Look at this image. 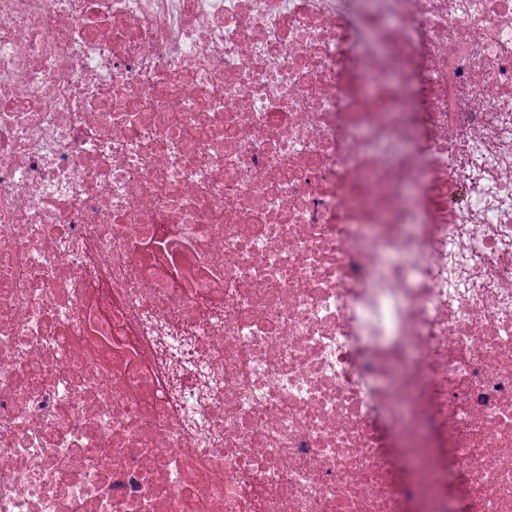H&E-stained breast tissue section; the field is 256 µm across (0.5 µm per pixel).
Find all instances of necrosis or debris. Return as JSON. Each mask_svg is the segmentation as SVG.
I'll return each instance as SVG.
<instances>
[{
    "label": "necrosis or debris",
    "instance_id": "necrosis-or-debris-1",
    "mask_svg": "<svg viewBox=\"0 0 512 512\" xmlns=\"http://www.w3.org/2000/svg\"><path fill=\"white\" fill-rule=\"evenodd\" d=\"M0 512H512V0H0Z\"/></svg>",
    "mask_w": 512,
    "mask_h": 512
}]
</instances>
